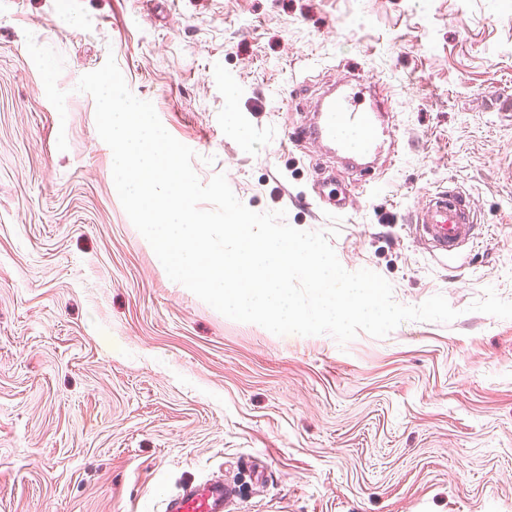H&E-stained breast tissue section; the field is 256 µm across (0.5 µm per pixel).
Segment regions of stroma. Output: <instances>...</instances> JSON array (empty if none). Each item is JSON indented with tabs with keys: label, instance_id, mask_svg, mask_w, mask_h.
I'll return each mask as SVG.
<instances>
[{
	"label": "stroma",
	"instance_id": "1",
	"mask_svg": "<svg viewBox=\"0 0 512 512\" xmlns=\"http://www.w3.org/2000/svg\"><path fill=\"white\" fill-rule=\"evenodd\" d=\"M60 52L66 117L26 33ZM114 57L201 182L323 231L416 306L346 345L231 320L173 282L124 211L81 75ZM385 85L384 196L312 198L289 139L344 70ZM245 86L225 98L224 76ZM512 0H0V512H163L221 474L240 512H512ZM66 136L67 150L57 148ZM459 186L485 231L430 253L406 222Z\"/></svg>",
	"mask_w": 512,
	"mask_h": 512
}]
</instances>
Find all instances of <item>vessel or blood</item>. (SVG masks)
<instances>
[{
    "mask_svg": "<svg viewBox=\"0 0 512 512\" xmlns=\"http://www.w3.org/2000/svg\"><path fill=\"white\" fill-rule=\"evenodd\" d=\"M392 112L384 85L365 82L351 73L316 99L308 120L296 128L293 137L300 145L316 144L327 158L369 177L366 193L378 198L385 190L384 170L398 154ZM409 222L419 240L445 257L478 239L474 205L456 188L428 194ZM235 498L234 486L210 478L168 500L165 512H227Z\"/></svg>",
    "mask_w": 512,
    "mask_h": 512,
    "instance_id": "1",
    "label": "vessel or blood"
}]
</instances>
